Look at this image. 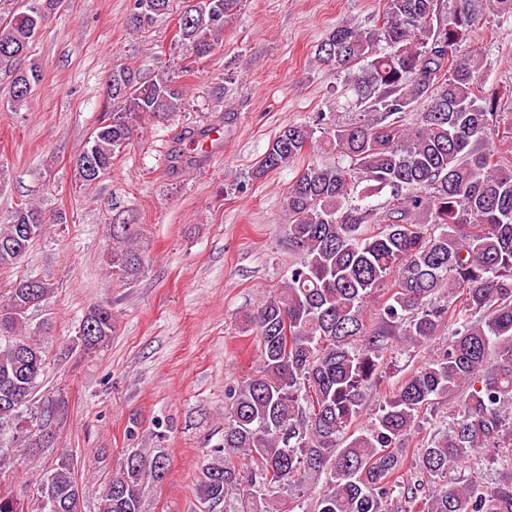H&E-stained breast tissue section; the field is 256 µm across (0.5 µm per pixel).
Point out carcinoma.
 Masks as SVG:
<instances>
[{"mask_svg": "<svg viewBox=\"0 0 512 512\" xmlns=\"http://www.w3.org/2000/svg\"><path fill=\"white\" fill-rule=\"evenodd\" d=\"M239 2L182 0L176 41L191 49L182 76L223 47ZM63 4L20 0L0 17V68L12 76L0 104L16 110L40 85L39 67L26 60ZM172 10V0H132L126 24L145 31ZM486 15L512 20V0H455L448 12L443 0H384L381 25H343L318 45L316 59L341 79L336 108L348 119L323 111L283 127L253 171L260 178L291 168L317 140L336 156L332 165H307L288 188V237L301 257L249 317L260 363L229 389L224 446L202 469L200 498L210 512L231 498L238 512H276L289 487L302 492V512H393L405 441L421 411L454 391L463 392L460 409L420 444L426 482L408 484L402 497L420 501V512H512V478L493 487L442 481L450 467L488 453L512 471V119L503 117L498 90L481 81L483 55L459 54ZM166 69L143 74L113 64L104 110L74 160L78 180L92 185L107 174L133 127L180 111L186 86ZM385 189L391 201L380 209L369 199ZM47 223L38 207L16 205L0 245L21 248L0 252V269L19 265ZM134 240L127 228L112 235V267L126 276L143 267ZM53 288L28 275L0 301V468L52 450L59 462L36 487L40 512H80L73 455L43 444L54 437L61 402L36 399L47 353L26 335L28 312ZM382 288L391 293L370 329L365 308ZM112 323V308L89 307L75 347L105 344ZM445 330L448 348L354 427L382 378L384 351L424 346ZM165 459L160 450L125 453L98 512H143ZM309 473L325 475L314 494Z\"/></svg>", "mask_w": 512, "mask_h": 512, "instance_id": "1", "label": "carcinoma"}]
</instances>
